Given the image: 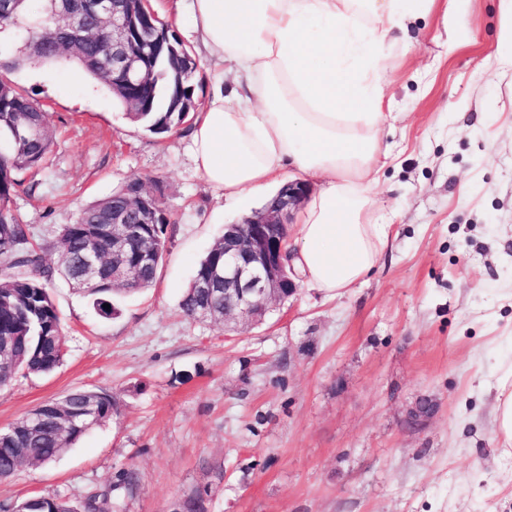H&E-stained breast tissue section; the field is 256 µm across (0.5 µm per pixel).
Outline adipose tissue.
<instances>
[{"label":"adipose tissue","instance_id":"obj_1","mask_svg":"<svg viewBox=\"0 0 512 512\" xmlns=\"http://www.w3.org/2000/svg\"><path fill=\"white\" fill-rule=\"evenodd\" d=\"M438 0H189L186 31L214 70L189 134L217 196L318 182L291 263L326 295L364 281L390 245L373 200L391 50Z\"/></svg>","mask_w":512,"mask_h":512}]
</instances>
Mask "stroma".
<instances>
[{
	"label": "stroma",
	"mask_w": 512,
	"mask_h": 512,
	"mask_svg": "<svg viewBox=\"0 0 512 512\" xmlns=\"http://www.w3.org/2000/svg\"><path fill=\"white\" fill-rule=\"evenodd\" d=\"M453 15L466 33L449 55ZM499 26V0H450L400 38L375 190L391 247L343 295L300 283L253 327L195 321L179 303L225 225L265 195L216 199L187 127L146 131L74 62L6 72L54 131L47 167L11 206L54 270L66 355L0 388V430L78 389L112 395L119 412L56 462L0 482V504L95 490L102 512L117 500L171 512L204 490L209 512H512V449L492 415L512 361V72L496 61ZM131 178L162 183L166 251L153 285L105 319L57 275L55 244ZM423 397L435 410L409 428ZM125 469L130 493L115 486Z\"/></svg>",
	"instance_id": "35a3bbf8"
}]
</instances>
